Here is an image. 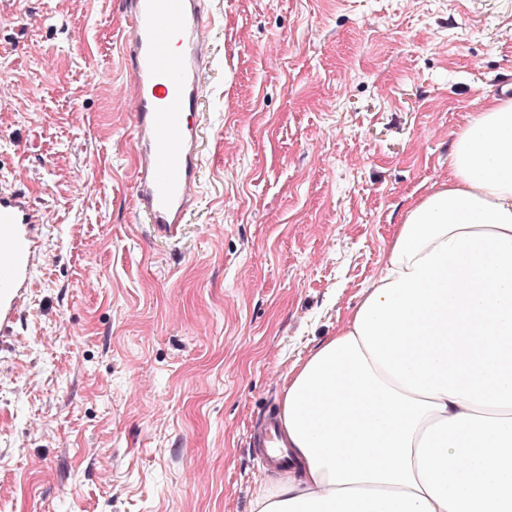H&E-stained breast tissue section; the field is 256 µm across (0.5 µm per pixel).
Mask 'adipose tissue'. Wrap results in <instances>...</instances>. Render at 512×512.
Here are the masks:
<instances>
[{"label":"adipose tissue","instance_id":"ef3b65f1","mask_svg":"<svg viewBox=\"0 0 512 512\" xmlns=\"http://www.w3.org/2000/svg\"><path fill=\"white\" fill-rule=\"evenodd\" d=\"M281 422L295 468L250 512H512V98L455 131Z\"/></svg>","mask_w":512,"mask_h":512}]
</instances>
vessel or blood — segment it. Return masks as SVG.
I'll return each instance as SVG.
<instances>
[{"mask_svg": "<svg viewBox=\"0 0 512 512\" xmlns=\"http://www.w3.org/2000/svg\"><path fill=\"white\" fill-rule=\"evenodd\" d=\"M130 20L123 30L122 62L134 116L136 210L141 223L171 236L200 194L205 122L202 99L214 26L208 0H124ZM41 215L22 191L0 189V293L11 322L31 284ZM277 415L265 416L254 443L266 468L284 474Z\"/></svg>", "mask_w": 512, "mask_h": 512, "instance_id": "vessel-or-blood-1", "label": "vessel or blood"}]
</instances>
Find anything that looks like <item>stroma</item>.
<instances>
[{
    "instance_id": "obj_1",
    "label": "stroma",
    "mask_w": 512,
    "mask_h": 512,
    "mask_svg": "<svg viewBox=\"0 0 512 512\" xmlns=\"http://www.w3.org/2000/svg\"><path fill=\"white\" fill-rule=\"evenodd\" d=\"M213 7L201 192L166 241L136 214L122 0H0V187L43 216L0 328V512H249L250 428L512 83V0Z\"/></svg>"
}]
</instances>
